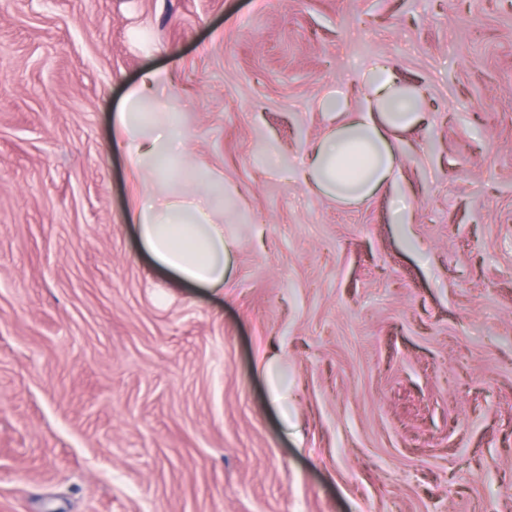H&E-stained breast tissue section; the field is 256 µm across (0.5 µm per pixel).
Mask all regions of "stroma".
Listing matches in <instances>:
<instances>
[{
	"mask_svg": "<svg viewBox=\"0 0 512 512\" xmlns=\"http://www.w3.org/2000/svg\"><path fill=\"white\" fill-rule=\"evenodd\" d=\"M379 59L425 120L345 204L300 173ZM157 67L237 192L220 290L126 220ZM0 512H512V0H0Z\"/></svg>",
	"mask_w": 512,
	"mask_h": 512,
	"instance_id": "1",
	"label": "stroma"
}]
</instances>
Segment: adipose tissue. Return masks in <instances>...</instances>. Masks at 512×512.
<instances>
[{
    "label": "adipose tissue",
    "mask_w": 512,
    "mask_h": 512,
    "mask_svg": "<svg viewBox=\"0 0 512 512\" xmlns=\"http://www.w3.org/2000/svg\"><path fill=\"white\" fill-rule=\"evenodd\" d=\"M166 68L146 71L123 99L114 119L132 169L145 178L129 219L154 263L176 279L202 288L223 287L233 269L235 243L224 234V213L237 193L223 176L187 158L182 113L168 111L156 93L170 89ZM366 109L353 112L347 98H327L326 112L346 113L312 148L306 182L344 203H357L394 186L398 166L391 134L420 124L418 89L398 84L394 69L374 63Z\"/></svg>",
    "instance_id": "1"
}]
</instances>
